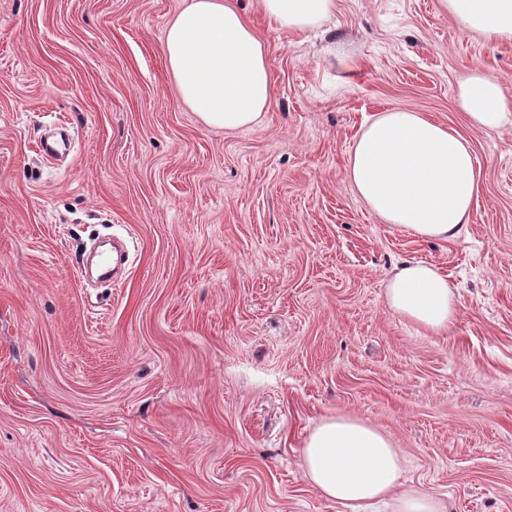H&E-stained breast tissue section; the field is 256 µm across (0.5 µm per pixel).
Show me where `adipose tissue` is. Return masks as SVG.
I'll return each mask as SVG.
<instances>
[{
  "instance_id": "ef3b65f1",
  "label": "adipose tissue",
  "mask_w": 512,
  "mask_h": 512,
  "mask_svg": "<svg viewBox=\"0 0 512 512\" xmlns=\"http://www.w3.org/2000/svg\"><path fill=\"white\" fill-rule=\"evenodd\" d=\"M469 32L512 42V0H439ZM282 28L305 31L335 0H256ZM169 72L183 103L208 127L227 132L258 124L273 94L266 42L236 0H185L163 39ZM459 108L472 124L512 127V100L499 77L476 69L461 82ZM347 178L384 223L436 241L460 237L480 194L481 172L462 135L422 113L396 107L374 116L351 151ZM388 311L423 331H447L459 299L446 274L423 261L395 267L385 286ZM305 478L342 512H446L443 502L402 482L404 456L379 430L357 418L322 421L301 450Z\"/></svg>"
}]
</instances>
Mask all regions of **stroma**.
I'll return each instance as SVG.
<instances>
[{
	"instance_id": "1",
	"label": "stroma",
	"mask_w": 512,
	"mask_h": 512,
	"mask_svg": "<svg viewBox=\"0 0 512 512\" xmlns=\"http://www.w3.org/2000/svg\"><path fill=\"white\" fill-rule=\"evenodd\" d=\"M181 6L0 0V512H340L300 467L338 416L388 435L448 512H512V128L456 101L475 67L512 98V43L439 0H336L317 31L239 0L274 94L226 133L167 70ZM400 106L472 148L459 239L393 229L346 177L365 122ZM59 124L70 147L45 159ZM108 235L126 275L92 288L76 259ZM411 259L460 295L443 334L385 306Z\"/></svg>"
}]
</instances>
